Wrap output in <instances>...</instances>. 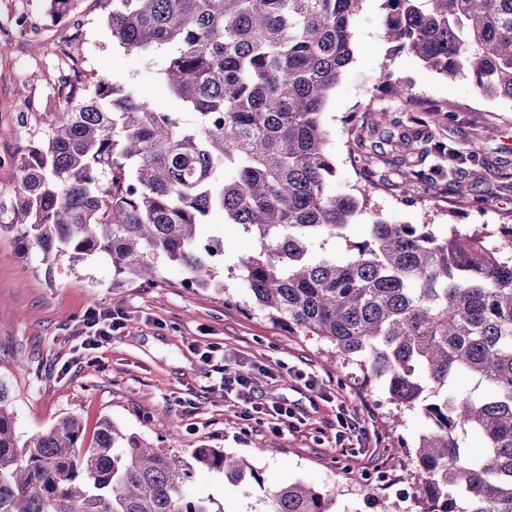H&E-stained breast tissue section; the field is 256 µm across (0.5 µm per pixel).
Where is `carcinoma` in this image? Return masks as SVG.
<instances>
[{"label":"carcinoma","mask_w":512,"mask_h":512,"mask_svg":"<svg viewBox=\"0 0 512 512\" xmlns=\"http://www.w3.org/2000/svg\"><path fill=\"white\" fill-rule=\"evenodd\" d=\"M122 47L167 51L164 77L185 123L107 77L67 97L65 120L17 159L19 189L0 197L13 233L52 281L110 260L112 285H153L165 266L194 290L233 299L217 264L224 242L200 243L213 210L252 241L236 256L248 301L293 336L385 382L399 407L430 421L414 449L421 512H512V230L500 245L484 224L438 234L429 224L371 215L367 238L338 259L365 202L338 193L322 121L353 58L363 0H110ZM384 40L431 69L512 101V0H384ZM448 175L464 164L439 149ZM481 394L448 389L457 376ZM483 442L473 456L458 430ZM70 415L27 438L0 379V512H224L188 491L194 470L238 485L249 460L197 448L185 461L101 422L82 447ZM263 512H333L304 483L266 496Z\"/></svg>","instance_id":"cac0c4a2"}]
</instances>
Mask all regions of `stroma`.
Instances as JSON below:
<instances>
[{"label":"stroma","mask_w":512,"mask_h":512,"mask_svg":"<svg viewBox=\"0 0 512 512\" xmlns=\"http://www.w3.org/2000/svg\"><path fill=\"white\" fill-rule=\"evenodd\" d=\"M106 0H78L74 13L55 20L49 0H0V196L17 187L16 159L30 143L44 140L64 110L61 80L79 87L106 77L131 88L160 111L192 115L166 85L160 50L146 56L118 45L106 16ZM383 0H363L352 29L354 55L330 92L323 124L336 168L335 185L354 193L366 190L369 209L395 224H429L439 233L449 226L512 224V188L493 171L512 164V102L473 92L468 80L452 79L417 58L396 52L381 37ZM392 82L424 102L432 113L409 111L403 98L379 86ZM383 119L385 127L413 134L427 179L410 199L400 189L398 151L371 159L368 168L353 161L351 129L356 118ZM470 153L456 179L463 190L483 196L480 204L457 202L448 189V164L438 144ZM197 233L223 236V269L249 239L222 215H211ZM33 257H22L16 238L0 235V379L14 397L17 428L29 436L75 414L92 443L103 419L127 433L180 456L197 448H221L248 458L258 482L238 487L221 474L196 472L193 492L214 497L224 512H260L264 495L279 485L302 481L330 494L336 512H379V500L403 512L401 499L412 493L410 456L428 421L415 410H397L381 380L368 378L356 364L339 365L323 343L289 335L261 314L228 306L214 290L190 292L174 268L165 283L151 287L112 284L106 264L88 273L56 274L47 280ZM120 310L122 328L90 343L87 310ZM228 349L244 362L275 367V379H261L263 403L293 407L297 429L274 434L270 417L247 420L225 398L221 376L200 354L208 347ZM309 374V391L298 373ZM354 412L367 436L353 444L336 440L339 409ZM276 441L275 454L262 451Z\"/></svg>","instance_id":"1"}]
</instances>
